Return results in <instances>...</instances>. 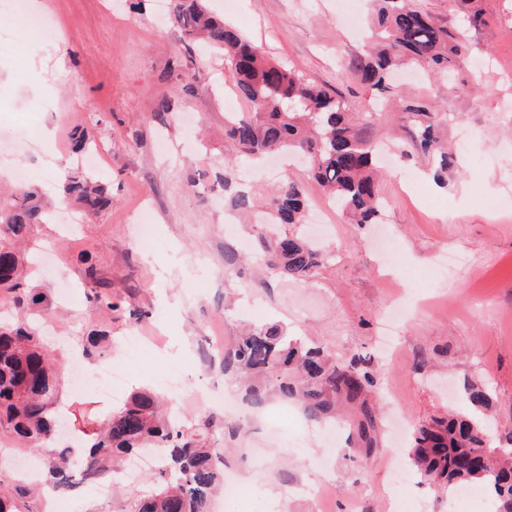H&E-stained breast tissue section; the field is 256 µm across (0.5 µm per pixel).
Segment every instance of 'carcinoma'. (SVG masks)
<instances>
[{
    "label": "carcinoma",
    "mask_w": 512,
    "mask_h": 512,
    "mask_svg": "<svg viewBox=\"0 0 512 512\" xmlns=\"http://www.w3.org/2000/svg\"><path fill=\"white\" fill-rule=\"evenodd\" d=\"M481 0H448V14L461 25L452 30L425 12L418 0H371L369 26L373 48L352 62L370 91L364 111L355 114L328 90L292 67L268 58L236 27L214 16L205 0H174L172 16L188 41L203 40L224 55L235 75V93L250 111L225 122L231 162L257 161L268 154L300 155L306 171L336 206L356 224H380L377 142L362 135L359 122L387 115L392 75L402 68H423L439 81L465 62L467 31L485 23ZM406 137L399 147L408 158H425L440 181L455 164L441 135L443 113L434 95L411 101L398 117ZM60 201L89 218L112 206V194L100 180L79 170L60 180ZM230 208L257 209L255 193L224 180ZM308 203L302 186L284 179L266 195L256 222L258 236L272 265L295 281L307 282L324 260L320 249L295 232L305 223ZM51 214L38 192L20 185L0 195V439L26 452L44 454L42 482L51 493L74 488L77 481L103 482L118 473L123 455L154 448L160 456L157 485L141 494L133 512H209L223 478L224 449L214 445L224 430V415L211 412L183 421L176 407L163 404L151 390L133 393L112 413L106 427L65 448L54 440L61 370L44 344L36 316L47 298L29 287L36 271L29 248L35 229ZM224 373L247 384L257 404L270 393L297 397L310 416L336 414L337 398H356L371 377L355 365H338L318 348L293 344L278 325L255 328L238 337L224 354ZM473 414H450L420 424L414 431L410 465L428 484L450 491L484 484L494 512H512V453L489 448L483 411L489 395L468 389ZM20 486L0 478V512H24L15 493Z\"/></svg>",
    "instance_id": "cac0c4a2"
}]
</instances>
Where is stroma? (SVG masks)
Instances as JSON below:
<instances>
[{
  "instance_id": "stroma-1",
  "label": "stroma",
  "mask_w": 512,
  "mask_h": 512,
  "mask_svg": "<svg viewBox=\"0 0 512 512\" xmlns=\"http://www.w3.org/2000/svg\"><path fill=\"white\" fill-rule=\"evenodd\" d=\"M48 29L0 7V38L29 45L22 57L0 54V125L40 111L43 137L33 148L0 152V181L15 167L29 186L53 190L73 166L82 132L101 157L112 206L94 221L73 212L75 234L59 243L58 224L37 230L42 250L57 248L76 287L61 298L49 270L32 277L48 299L45 327L61 364L126 366L125 393L164 391L171 372L192 375L208 337L232 347L244 325L276 321L289 335L355 363L372 383L340 399L336 418L311 419L301 404L271 398L247 404L224 434L225 472L239 481L211 512H489L487 490L432 489L407 472L409 424L455 408L463 388L491 396L498 428L512 429V211L490 217L491 198L512 199V0H482L487 22L471 31V58L436 92L450 115L443 135L457 145L458 169L436 183L424 160L396 157L382 180L385 221L328 222L311 214L305 231L329 260L297 282L271 265L257 231L228 221L222 177L270 188L298 181L309 205L323 194L303 166L224 163V116L232 78L223 56L195 46L194 65L171 19V0H27ZM208 7L267 54L327 85L360 111L368 96L352 68L367 36L366 0H208ZM170 111L158 116L160 101ZM146 204L154 233L137 241L136 210ZM94 279H87V268ZM111 285L112 303H93L92 281ZM140 328L143 345L125 338ZM390 329L398 349L380 348ZM110 337L91 350L89 337ZM59 435L78 440L105 421L117 401L93 390H60ZM155 479L146 472L121 489L56 496V512H133L135 496ZM324 484L321 506L307 491ZM280 494L271 501L269 490Z\"/></svg>"
}]
</instances>
